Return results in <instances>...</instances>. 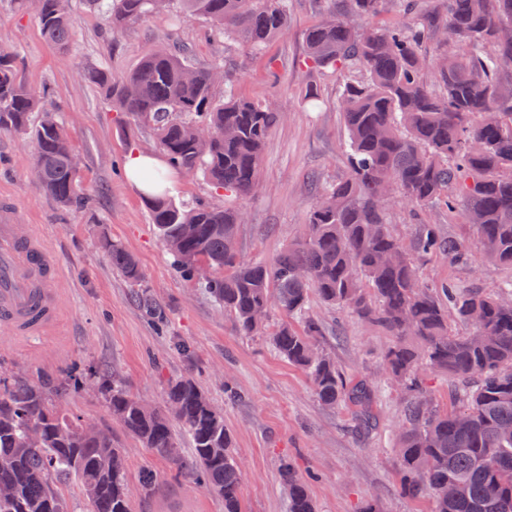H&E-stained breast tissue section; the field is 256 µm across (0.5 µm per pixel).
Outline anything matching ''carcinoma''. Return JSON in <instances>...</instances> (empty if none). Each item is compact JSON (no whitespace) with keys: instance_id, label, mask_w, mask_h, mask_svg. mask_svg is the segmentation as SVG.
<instances>
[{"instance_id":"carcinoma-1","label":"carcinoma","mask_w":512,"mask_h":512,"mask_svg":"<svg viewBox=\"0 0 512 512\" xmlns=\"http://www.w3.org/2000/svg\"><path fill=\"white\" fill-rule=\"evenodd\" d=\"M105 8L110 31L124 29L172 0H88ZM406 27L378 26L383 0H346V13H330L304 34L306 63L339 73L359 68L338 99L348 132L347 178L323 188L300 239L271 265L244 261L229 250L239 211L217 204L180 203L168 193L147 200L150 223L182 278L204 290L231 317L239 334L256 333L271 307L283 320L270 337L278 354L305 371L319 401L348 403L369 418L375 389L346 383L332 359L319 352L321 324L308 313L310 295L346 308L396 337L384 360L410 394L409 426L399 448L403 494L428 495L433 512H512V282L495 295L447 285L429 291L425 261L446 256L473 264L469 245L419 221L410 248L388 228L385 204L395 196L417 214L444 207L448 220L475 227L483 255L512 267V0H446L439 18L403 0ZM220 34L234 32L253 48L288 31V0H179ZM43 37L61 48L73 38L64 0H38ZM443 32L447 49L430 60L420 47ZM212 69L197 67L182 48L149 50L139 67L114 84L104 69L82 76L102 88L120 111L154 131L178 172L198 174L226 195L246 196L258 182L266 139L279 113L251 101L214 95ZM39 112L38 121L33 113ZM0 131L23 133L34 144L38 187L61 207L80 210L86 193L72 166L75 151L58 113L17 76L15 56L0 50ZM102 249L127 280L132 298L162 329L166 314L144 287L137 260L106 238ZM211 275L198 279L201 267ZM470 325L466 336L448 331V307ZM300 321V327L293 325ZM420 340L417 350L406 337ZM463 382L465 408L448 412L426 398L422 362ZM95 378L112 417L143 447L178 470L197 473L224 498V512H242V474L233 439L196 381L168 382L165 409L130 396L117 380L94 370L40 387L0 379V485L12 496L0 512H67L56 483L73 477L91 512H133L125 460L112 437L82 430L65 412L68 391L86 392ZM193 448L178 452L171 421ZM288 512H316L308 482L287 461L281 466ZM455 493L448 494V486Z\"/></svg>"}]
</instances>
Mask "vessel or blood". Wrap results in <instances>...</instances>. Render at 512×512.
<instances>
[{"label":"vessel or blood","mask_w":512,"mask_h":512,"mask_svg":"<svg viewBox=\"0 0 512 512\" xmlns=\"http://www.w3.org/2000/svg\"><path fill=\"white\" fill-rule=\"evenodd\" d=\"M56 259L33 235L0 213V324L24 336L46 331L56 314Z\"/></svg>","instance_id":"b4317fda"}]
</instances>
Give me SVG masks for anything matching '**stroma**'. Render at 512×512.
<instances>
[{
  "instance_id": "1",
  "label": "stroma",
  "mask_w": 512,
  "mask_h": 512,
  "mask_svg": "<svg viewBox=\"0 0 512 512\" xmlns=\"http://www.w3.org/2000/svg\"><path fill=\"white\" fill-rule=\"evenodd\" d=\"M344 9L345 0H288L287 33L254 49L237 36L211 34L204 19L175 4L113 38L103 11L86 0H67L75 37L62 50L44 39L33 8L0 0V49L15 55L19 78L60 114L89 195L82 210L61 207L35 182L31 140L0 133V208L9 207L15 223L41 236L58 260L61 291L51 334L19 337L0 327V366L35 386L78 369L100 368L131 396L156 407L164 402L168 380L192 376L222 410L233 436L243 472L242 512H288L280 481L285 461L308 480L317 512H362L369 503L377 512H430V498L412 499L399 489L396 450L407 396L384 365L395 338L346 309L310 298L309 313L324 327L320 350L346 381L365 380L379 390L367 424L353 406L323 405L309 376L277 353L270 331L282 319L278 311H270L259 333L236 332L231 319L175 271L149 221L144 194L123 172L129 151L159 154L153 130L129 122L80 73L102 68L118 82L148 50L184 45L196 66L223 68L216 97L229 90L280 112L282 119L265 142L255 193L227 197L199 175L167 173L172 198H206L240 210L241 258L270 263L302 235L321 187L349 174L348 134L338 108L341 80L305 65L303 42L304 32L325 12ZM105 236L138 261L148 290L167 314L164 332H156L131 301L128 282L101 248ZM423 279L432 287L448 281L493 294L512 279V268L481 256L463 268L438 256L424 264ZM180 341L190 344V355L176 350ZM228 382L242 400H226ZM63 406L95 421L122 448L134 512H224L222 497L127 434L102 397L73 393ZM148 470L159 488L144 495L140 480Z\"/></svg>"
}]
</instances>
